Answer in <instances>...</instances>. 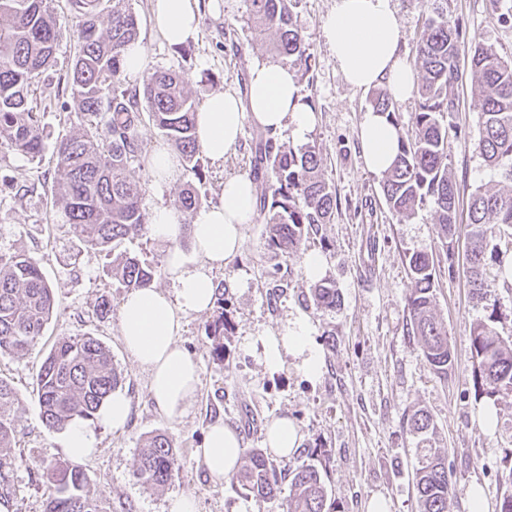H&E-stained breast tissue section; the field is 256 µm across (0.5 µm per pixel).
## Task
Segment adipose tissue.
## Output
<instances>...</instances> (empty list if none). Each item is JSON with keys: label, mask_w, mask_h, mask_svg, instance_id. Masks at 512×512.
I'll list each match as a JSON object with an SVG mask.
<instances>
[{"label": "adipose tissue", "mask_w": 512, "mask_h": 512, "mask_svg": "<svg viewBox=\"0 0 512 512\" xmlns=\"http://www.w3.org/2000/svg\"><path fill=\"white\" fill-rule=\"evenodd\" d=\"M153 15L162 38L180 45L192 37L198 18L192 0H153ZM323 34L336 65L351 87L383 88L393 102L410 99L416 89V71L400 49L403 32L395 0H333ZM265 130L291 128L303 139L313 130L316 114L299 93L297 75L270 60H254L248 70L246 92L224 90L210 95L196 114L197 139L215 163L235 150L244 121ZM359 137L365 166L383 175L392 165L396 130L385 114L366 111ZM258 188L247 176L225 178L219 204L198 210L192 220L193 255L176 241L182 216L160 208L154 211L151 232L168 242L166 270L177 285L175 297L146 288L129 292L120 311V334L133 360L149 375V394L158 411L169 419L182 417L193 402L200 368L179 345L178 338L189 313H200L213 303V273L226 268L240 254L244 227L252 223ZM311 323L302 315L280 329L259 332L263 357L269 367H279L292 356L311 376L324 365L322 352L311 340ZM197 457L212 481H223L238 465L242 454L236 431L223 422L213 423Z\"/></svg>", "instance_id": "obj_1"}]
</instances>
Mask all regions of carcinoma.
Wrapping results in <instances>:
<instances>
[{"instance_id": "1", "label": "carcinoma", "mask_w": 512, "mask_h": 512, "mask_svg": "<svg viewBox=\"0 0 512 512\" xmlns=\"http://www.w3.org/2000/svg\"><path fill=\"white\" fill-rule=\"evenodd\" d=\"M110 0H70V17L78 48L67 70L70 111L80 119V130L56 141L53 157L59 178L54 193L73 235L89 249L110 253L125 239L150 232V215L142 205L143 185L135 167L142 166L140 127L148 120L158 129L183 162L191 180L178 195L182 213L193 214L202 198L194 182L205 177L196 138L198 105L175 69L158 70L137 91L125 84L123 53L138 39L134 12L112 6ZM296 0H249L255 27L271 36V49L302 74L315 67L304 39L293 23ZM52 0H0V147L33 160L44 151L42 115L30 99L37 79L55 62L59 19ZM107 18V24L101 19ZM460 21L433 7L415 38L414 67L419 112L414 129L404 133L388 94L372 95V108L385 114L398 129L397 157L383 175L382 192L390 211L410 219L425 203L432 206L438 238L454 273V253L448 238L456 224L458 188L450 169L451 147L445 114L457 111L454 85L459 79ZM472 85L479 93L482 123L473 143L476 153L498 170L502 185L495 191L477 189L469 205L468 282L485 317L470 328V349L477 361V380L485 394H512V339L505 340L492 326L499 317V298L485 288L490 277L509 283L512 278V237H487L488 224L512 227V61L491 45H474L467 57ZM259 164L268 180L260 194L259 211L268 227V244L288 256L304 236L320 234L333 221L338 207L336 190L323 174L322 159L307 147L294 150L268 137L259 142ZM415 288L406 298L410 321L420 344L421 357L435 374L446 377L453 355L448 330L432 308L440 271L432 256L418 251L408 256ZM159 265H147L134 254L119 253L112 260V275L130 291L152 287L162 276ZM319 309L341 305L336 283L324 278L311 288ZM56 308V299L37 259L24 253L0 252V354L22 357L41 340ZM224 307L208 324L214 353L224 361ZM42 421L64 429L73 420L92 419L106 398L122 385L112 353L90 336H61L36 372ZM14 388L0 378V505L12 507L16 489L12 474L19 464L16 428L11 408ZM416 434L434 429L427 411L410 417ZM38 469L50 483L45 512H102L88 490V477L78 466L41 463ZM181 473L173 440L166 433L142 439L134 476L147 489L171 485ZM291 489L287 512H328L327 487L322 471L313 464L289 467ZM257 498L275 495L277 465L260 448L242 454L239 466L228 475ZM415 484L419 512H448L452 494L446 459L435 448L418 453Z\"/></svg>"}]
</instances>
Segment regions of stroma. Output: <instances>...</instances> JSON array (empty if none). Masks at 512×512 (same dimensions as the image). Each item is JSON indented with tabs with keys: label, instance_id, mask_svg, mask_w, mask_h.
<instances>
[{
	"label": "stroma",
	"instance_id": "1",
	"mask_svg": "<svg viewBox=\"0 0 512 512\" xmlns=\"http://www.w3.org/2000/svg\"><path fill=\"white\" fill-rule=\"evenodd\" d=\"M194 0L199 23L192 38L180 46L160 36L152 0H124L137 16L139 41L146 66L127 78L130 88H142L159 68L180 71L198 102L227 89L244 92L250 63L270 57V42L251 29L247 0ZM501 13L491 12L489 0H448L449 16L460 19L467 38L493 45L512 58V0H502ZM63 25L56 64L35 85L34 99L43 114L44 139L53 145L75 131L80 119L63 110L69 99L67 66L77 36L68 18V0H54ZM332 0H297L294 23L317 61L300 77L302 93L314 108L317 124L305 139L290 130L278 143L312 146L323 160L329 183L336 190L338 210L320 237L303 241L299 252L284 257L268 245L262 219L245 225L241 253L225 269L215 271L216 284L225 289L227 320L224 358L216 360L206 332L213 311L185 318L180 345L199 364L200 384L194 402L177 420L162 416L148 392V374L124 350L119 309L126 289L109 272V257L81 245L54 204L58 173L51 155L42 161L8 149L0 150V251H23L35 257L54 290L57 308L40 343L27 355L0 354V377L15 389L12 407L17 431L16 451L23 459L13 480L17 489L12 512H44L49 486L31 471L32 465L65 460L63 431L47 427L40 416L35 375L58 337L90 335L107 345L124 378L121 386L131 401L125 427L112 429L99 419L86 426L97 449L78 465L89 479L92 494L105 512H164L174 495H187L198 512H284L290 478L288 460L274 497L259 500L230 482L215 483L195 456L209 425L221 419L240 435L244 448L263 445L266 426L288 416L302 436L298 460L325 466L330 512H367L371 498H385L389 512H417L413 472L422 442L410 432L407 415L422 408L435 428L432 447L442 449L454 491L448 512H468L466 490L479 485L488 512H500L505 492L512 490V469L504 464L512 448V396L494 398L474 381L470 328L484 311L469 293L466 272L467 211L476 189L494 190L500 176L474 151L481 126V101L468 78L457 87L458 110L445 117L451 144V164L459 189L455 275H441L434 290V310L448 329L453 350L447 378L432 372L419 355L405 305L414 283L407 256L428 251L442 257L430 205L414 218L403 220L387 208L382 179L364 165L359 142L361 118L370 109L371 91L351 88L336 68L323 36V23ZM261 129L245 123L236 149L223 164L204 160L207 178L198 187L203 206L217 202L225 176H253ZM29 185L26 195L15 194L11 183ZM322 253L326 274L335 280L341 305L329 311L310 302L313 286L302 269L305 252ZM108 299L111 311L100 315L98 304ZM309 318L313 343L324 356L317 377L298 370L293 359L269 368L260 347L251 345L257 331L279 328L289 316ZM492 407L496 424L485 429L478 409ZM156 432L172 436L184 469L178 480L159 491L136 481L137 450L142 439Z\"/></svg>",
	"mask_w": 512,
	"mask_h": 512
}]
</instances>
